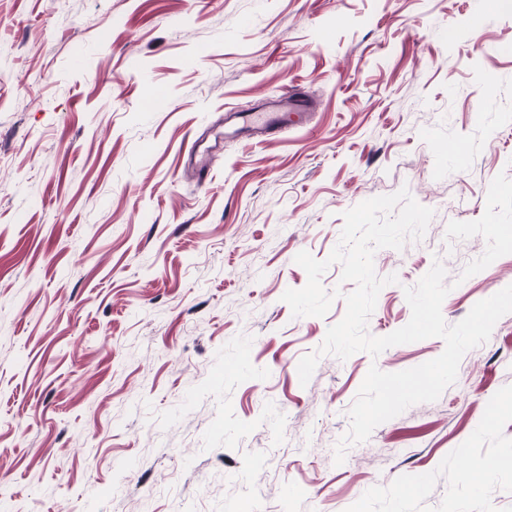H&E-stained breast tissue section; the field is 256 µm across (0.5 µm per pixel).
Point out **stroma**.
Returning a JSON list of instances; mask_svg holds the SVG:
<instances>
[{"instance_id": "35a3bbf8", "label": "stroma", "mask_w": 512, "mask_h": 512, "mask_svg": "<svg viewBox=\"0 0 512 512\" xmlns=\"http://www.w3.org/2000/svg\"><path fill=\"white\" fill-rule=\"evenodd\" d=\"M480 32H473L475 18ZM195 67L188 58L200 48ZM298 90L304 125L263 141L228 116ZM169 98L156 112L149 96ZM219 144L208 177L188 156ZM512 179V0H0V494L7 512H512V313L457 379L350 446L370 367L438 337L298 363L345 314L293 317L294 261L343 214L408 189L434 216L374 255L367 331L406 325L441 261L447 324L512 285V254L450 241ZM248 348V370L224 373Z\"/></svg>"}]
</instances>
